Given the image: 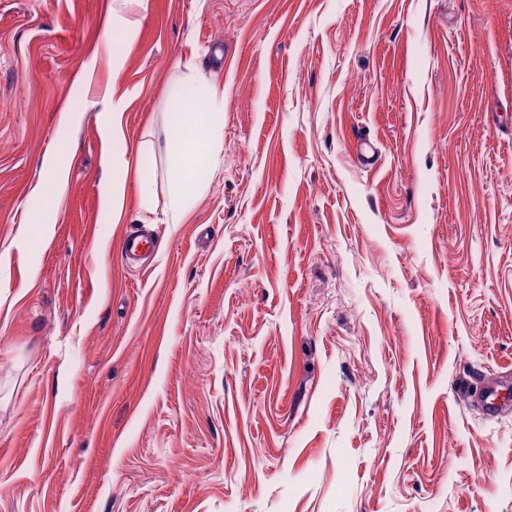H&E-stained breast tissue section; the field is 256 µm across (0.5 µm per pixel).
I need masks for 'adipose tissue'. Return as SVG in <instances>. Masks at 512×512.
I'll use <instances>...</instances> for the list:
<instances>
[{"instance_id":"obj_1","label":"adipose tissue","mask_w":512,"mask_h":512,"mask_svg":"<svg viewBox=\"0 0 512 512\" xmlns=\"http://www.w3.org/2000/svg\"><path fill=\"white\" fill-rule=\"evenodd\" d=\"M204 94L208 99V109L197 112L184 107L183 86L176 85L170 90V98L174 104L170 147L179 177L170 188L165 206L175 218L186 211L195 194L202 189L197 180V170L201 162L221 146V134L214 124L212 114L223 109L224 95L211 87L205 88Z\"/></svg>"}]
</instances>
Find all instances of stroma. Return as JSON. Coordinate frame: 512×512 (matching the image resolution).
Returning <instances> with one entry per match:
<instances>
[{"label": "stroma", "instance_id": "1", "mask_svg": "<svg viewBox=\"0 0 512 512\" xmlns=\"http://www.w3.org/2000/svg\"><path fill=\"white\" fill-rule=\"evenodd\" d=\"M505 113L512 0H0V512H512ZM201 88L208 98L209 112H195L182 106L185 99L183 85H175L170 90L174 104L171 111L170 147L179 177L170 188L165 207L175 224L179 223L180 215L189 207L195 194L202 190V184L197 180L199 165L221 146V134L214 124L212 114L224 108V92L211 87ZM155 242L148 234L133 232L126 235L123 240V253L125 257L135 256L144 251L154 250Z\"/></svg>", "mask_w": 512, "mask_h": 512}]
</instances>
